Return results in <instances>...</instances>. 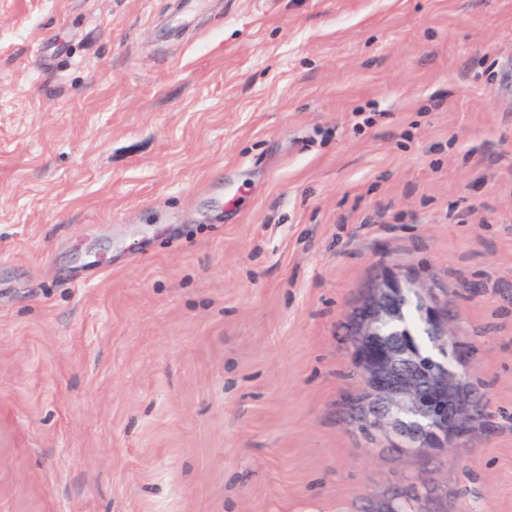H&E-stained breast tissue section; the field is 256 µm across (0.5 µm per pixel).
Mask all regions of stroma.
Segmentation results:
<instances>
[{
    "label": "stroma",
    "mask_w": 512,
    "mask_h": 512,
    "mask_svg": "<svg viewBox=\"0 0 512 512\" xmlns=\"http://www.w3.org/2000/svg\"><path fill=\"white\" fill-rule=\"evenodd\" d=\"M484 413L361 430L384 271ZM512 512V0H0V512Z\"/></svg>",
    "instance_id": "stroma-1"
}]
</instances>
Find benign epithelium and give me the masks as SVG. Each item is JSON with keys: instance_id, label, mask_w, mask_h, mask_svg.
<instances>
[{"instance_id": "7a95c632", "label": "benign epithelium", "mask_w": 512, "mask_h": 512, "mask_svg": "<svg viewBox=\"0 0 512 512\" xmlns=\"http://www.w3.org/2000/svg\"><path fill=\"white\" fill-rule=\"evenodd\" d=\"M411 290L408 282L390 272L373 285L354 323L352 356L372 395V411L360 419L370 429L395 434L424 452L445 448L448 438L461 435L471 408L452 367L421 366L386 333L402 318ZM427 322L444 351L455 352L449 347L452 332L444 310L427 306Z\"/></svg>"}]
</instances>
